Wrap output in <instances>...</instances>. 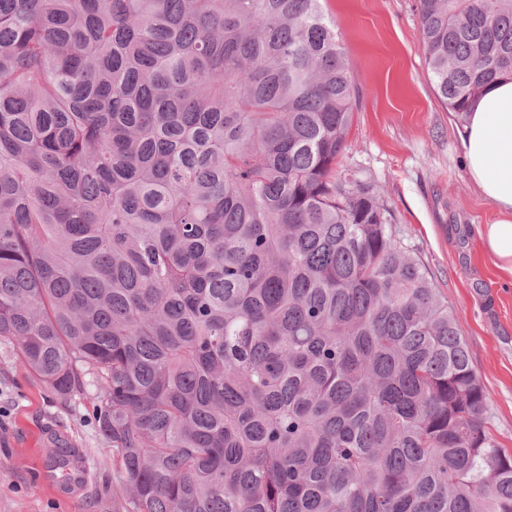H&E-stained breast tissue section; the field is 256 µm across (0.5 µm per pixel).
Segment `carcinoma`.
Masks as SVG:
<instances>
[{"label":"carcinoma","mask_w":512,"mask_h":512,"mask_svg":"<svg viewBox=\"0 0 512 512\" xmlns=\"http://www.w3.org/2000/svg\"><path fill=\"white\" fill-rule=\"evenodd\" d=\"M462 119L512 0H418ZM320 0H0V339L96 388L126 512H512V453L377 188Z\"/></svg>","instance_id":"carcinoma-1"}]
</instances>
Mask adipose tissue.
<instances>
[{
    "label": "adipose tissue",
    "mask_w": 512,
    "mask_h": 512,
    "mask_svg": "<svg viewBox=\"0 0 512 512\" xmlns=\"http://www.w3.org/2000/svg\"><path fill=\"white\" fill-rule=\"evenodd\" d=\"M458 134L468 178L494 209L481 232L485 254L512 281V78L476 99Z\"/></svg>",
    "instance_id": "obj_1"
}]
</instances>
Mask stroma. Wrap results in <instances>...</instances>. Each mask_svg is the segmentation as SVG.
Instances as JSON below:
<instances>
[{
  "label": "stroma",
  "mask_w": 512,
  "mask_h": 512,
  "mask_svg": "<svg viewBox=\"0 0 512 512\" xmlns=\"http://www.w3.org/2000/svg\"><path fill=\"white\" fill-rule=\"evenodd\" d=\"M356 94L341 167L375 183L399 237L451 306L490 395L486 422L512 450V287L486 258L493 208L469 180L458 123L427 75L416 0H323ZM95 390L57 398L0 340V512H124ZM82 454L84 476L56 484V451Z\"/></svg>",
  "instance_id": "stroma-1"
}]
</instances>
